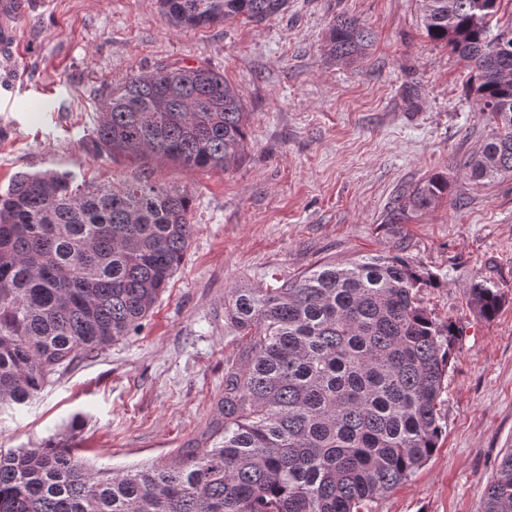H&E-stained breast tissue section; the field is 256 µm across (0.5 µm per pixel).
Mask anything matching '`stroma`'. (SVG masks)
<instances>
[{"label": "stroma", "instance_id": "obj_1", "mask_svg": "<svg viewBox=\"0 0 512 512\" xmlns=\"http://www.w3.org/2000/svg\"><path fill=\"white\" fill-rule=\"evenodd\" d=\"M421 0H288L256 24L239 16L173 28L157 0H45L19 26V60L0 59V190L20 171L55 169L116 183L143 172L186 190L196 231L142 329L76 361L33 401L0 410V448L47 441L95 467L125 470L199 443L241 341L224 317L230 291L287 282L318 260L403 256L439 285L419 292L457 328L443 436L413 476L371 512H476L512 448V180L476 181L465 164L493 133L466 64L427 36ZM375 34L353 63L325 54L330 22ZM205 63L248 112L242 163L228 171L94 153L103 90L140 70ZM431 207L394 213L397 196L434 175ZM501 306L485 319L473 284Z\"/></svg>", "mask_w": 512, "mask_h": 512}]
</instances>
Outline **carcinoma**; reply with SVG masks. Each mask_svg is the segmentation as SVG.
<instances>
[{"instance_id":"cac0c4a2","label":"carcinoma","mask_w":512,"mask_h":512,"mask_svg":"<svg viewBox=\"0 0 512 512\" xmlns=\"http://www.w3.org/2000/svg\"><path fill=\"white\" fill-rule=\"evenodd\" d=\"M427 35L452 46L494 125L466 164L476 180L512 177V13L504 0H421ZM175 28L228 17L261 23L288 0H158ZM373 33L330 24L327 54L362 58ZM245 104L206 64H164L106 86L98 154L225 171L243 159ZM448 190L436 175L399 197L400 213ZM188 194L132 177L76 182L20 171L0 193V408L33 400L51 377L148 318L179 270L195 224ZM437 279L399 256L321 261L273 288L240 286L224 317L244 359L203 444L169 461L96 470L70 448L0 449V512H368L438 447L440 399L456 329L421 306ZM480 313L501 306L476 283ZM477 512H512V448Z\"/></svg>"}]
</instances>
